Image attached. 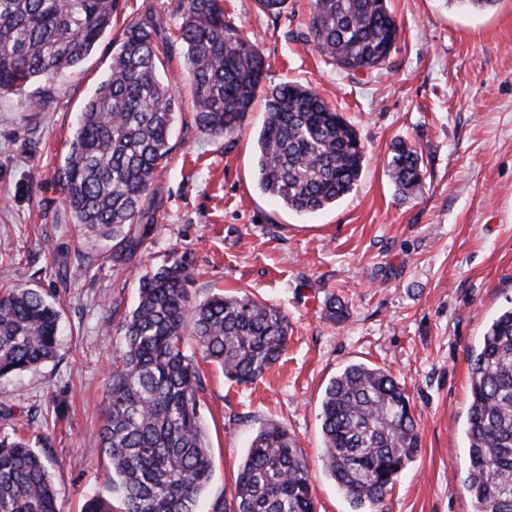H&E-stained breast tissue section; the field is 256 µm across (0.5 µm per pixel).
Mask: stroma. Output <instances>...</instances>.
Here are the masks:
<instances>
[{
	"label": "stroma",
	"instance_id": "obj_1",
	"mask_svg": "<svg viewBox=\"0 0 512 512\" xmlns=\"http://www.w3.org/2000/svg\"><path fill=\"white\" fill-rule=\"evenodd\" d=\"M179 4L117 0L111 34L76 69L0 97V286L24 268L27 287L55 303L62 326L54 359L0 378V403L22 414L61 512H81L87 497L106 490L99 431L120 321L135 304L139 274L175 256L194 270V302L245 292L281 307L291 323L286 352L257 383L201 366L213 476L200 512L231 497L252 438L270 421L285 424L307 458L316 512H353L322 461L318 413L330 379L358 362L404 386L420 435L383 512H474L465 485L468 352L512 305V0L472 12L447 0H388L396 48L381 69L356 73L326 63L313 45L311 0H287L277 16L256 0H223L227 21L257 40L266 84L311 87L365 146L353 192L310 215L257 187L263 100L232 137L197 128L174 38ZM147 17L174 39L165 72L180 110L144 199L154 228L121 269L112 265L111 239L79 230L59 171L84 103L109 73L114 34ZM401 141L426 170L405 200L388 176ZM334 297L346 307L344 322L324 315Z\"/></svg>",
	"mask_w": 512,
	"mask_h": 512
}]
</instances>
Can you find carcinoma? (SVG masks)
<instances>
[{
  "label": "carcinoma",
  "instance_id": "cac0c4a2",
  "mask_svg": "<svg viewBox=\"0 0 512 512\" xmlns=\"http://www.w3.org/2000/svg\"><path fill=\"white\" fill-rule=\"evenodd\" d=\"M115 0H0V96L80 65L112 30ZM398 27L387 0H312L309 35L344 71L379 69ZM179 37L194 87V122L213 137L241 127L255 93L266 117L257 138L258 185L297 214L336 205L357 186L365 147L343 114L297 82L261 87L257 42L224 18L220 0H182ZM110 75L85 102L62 169L64 202L77 223L107 229L112 264L130 263L152 225L142 201L168 156L178 101L161 74L168 46L146 21L116 37ZM405 200L425 177L422 156L404 142L388 162ZM183 258L137 279V301L122 321L100 429L110 461L109 494L82 512H198L213 463L202 420L201 360L232 381L261 378L288 345L280 307L241 296L193 303ZM59 310L14 279L0 297V378L56 355ZM466 487L475 512H512V306L492 318L470 350ZM324 463L354 512H380L419 451L410 400L382 368L350 364L325 388L320 411ZM45 460L17 433L0 435V512H60ZM213 512H316L312 473L288 428L265 424L253 438L232 501Z\"/></svg>",
  "mask_w": 512,
  "mask_h": 512
}]
</instances>
